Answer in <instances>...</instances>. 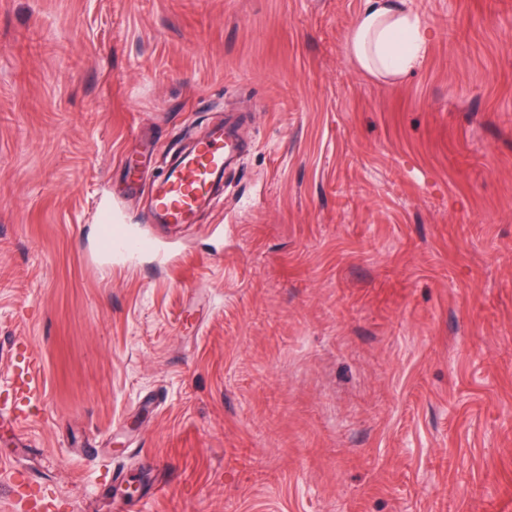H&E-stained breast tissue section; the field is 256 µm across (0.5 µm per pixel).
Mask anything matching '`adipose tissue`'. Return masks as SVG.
I'll return each instance as SVG.
<instances>
[{
  "mask_svg": "<svg viewBox=\"0 0 512 512\" xmlns=\"http://www.w3.org/2000/svg\"><path fill=\"white\" fill-rule=\"evenodd\" d=\"M426 47L425 31L418 17L394 0H366L348 41L349 53L360 67L391 75L414 69Z\"/></svg>",
  "mask_w": 512,
  "mask_h": 512,
  "instance_id": "obj_1",
  "label": "adipose tissue"
}]
</instances>
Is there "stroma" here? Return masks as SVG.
<instances>
[{"label": "stroma", "mask_w": 512, "mask_h": 512, "mask_svg": "<svg viewBox=\"0 0 512 512\" xmlns=\"http://www.w3.org/2000/svg\"><path fill=\"white\" fill-rule=\"evenodd\" d=\"M405 6L385 77L363 0H0V512H512V0ZM228 114L223 196L155 223ZM99 206L180 260L92 263ZM365 1L349 37L351 57L371 72L400 75L414 69L427 47L418 17L392 0ZM39 370L33 356L22 354V360L11 368L13 403L10 411L15 419L25 416L24 406L32 397L38 383Z\"/></svg>", "instance_id": "35a3bbf8"}]
</instances>
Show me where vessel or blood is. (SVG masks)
<instances>
[{"mask_svg":"<svg viewBox=\"0 0 512 512\" xmlns=\"http://www.w3.org/2000/svg\"><path fill=\"white\" fill-rule=\"evenodd\" d=\"M242 148L237 126L228 120L213 127L196 148L169 165L164 181L158 184L150 198V209L165 224L194 223L197 213L212 205L221 187L226 170L239 164ZM104 256L121 265L135 261L144 253L156 254L164 263H172L174 253L156 249L139 235L133 225H114L102 245ZM39 370L34 357H23L11 368L13 417L25 414L24 407L38 383Z\"/></svg>","mask_w":512,"mask_h":512,"instance_id":"vessel-or-blood-1","label":"vessel or blood"}]
</instances>
